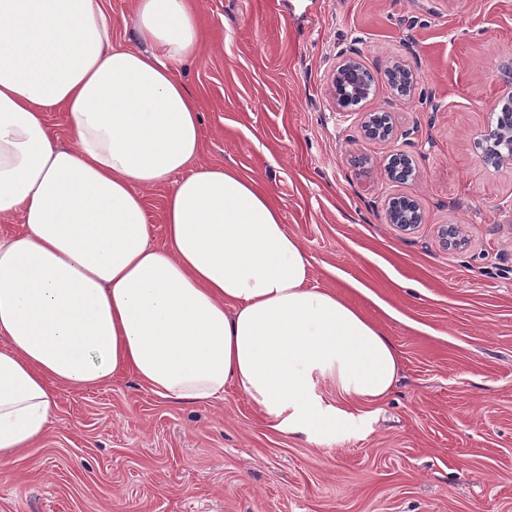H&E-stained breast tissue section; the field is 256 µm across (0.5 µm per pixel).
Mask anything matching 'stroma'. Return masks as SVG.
<instances>
[{
    "mask_svg": "<svg viewBox=\"0 0 512 512\" xmlns=\"http://www.w3.org/2000/svg\"><path fill=\"white\" fill-rule=\"evenodd\" d=\"M197 54L173 73L201 114V166L267 189L313 280L358 305L400 354L379 402L314 394L338 434L271 429L238 387L175 405L133 374L60 387L38 446L0 462V512H512V163L474 141L494 126L512 62V0H200ZM375 74L349 113L329 98L340 54ZM401 62L417 83L398 97ZM393 132L365 139L361 115ZM415 177L391 182L392 154ZM423 222L386 219L394 197ZM463 244L444 249L441 225ZM386 73L389 86L393 91H396L398 96L404 97L410 94L415 82L410 70L399 63H395L386 69ZM401 198H405L407 200V209L405 211L397 210L396 208H391L389 205V207L387 208L388 222L390 224H395L398 227L403 228L404 230H408L411 226H414L415 224H421L423 217L417 201L410 197H397L393 198L391 201H393L394 199Z\"/></svg>",
    "mask_w": 512,
    "mask_h": 512,
    "instance_id": "obj_1",
    "label": "stroma"
}]
</instances>
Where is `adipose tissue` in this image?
Masks as SVG:
<instances>
[{
	"instance_id": "1",
	"label": "adipose tissue",
	"mask_w": 512,
	"mask_h": 512,
	"mask_svg": "<svg viewBox=\"0 0 512 512\" xmlns=\"http://www.w3.org/2000/svg\"><path fill=\"white\" fill-rule=\"evenodd\" d=\"M141 50L112 42L104 0H0V462L44 435L58 386L134 374L176 403L233 384L281 433L331 432L316 379L381 401L400 356L311 262L257 182L195 167L201 120L171 62L195 55L197 0H136ZM67 112L71 144L48 113ZM173 187L166 243L144 188Z\"/></svg>"
}]
</instances>
